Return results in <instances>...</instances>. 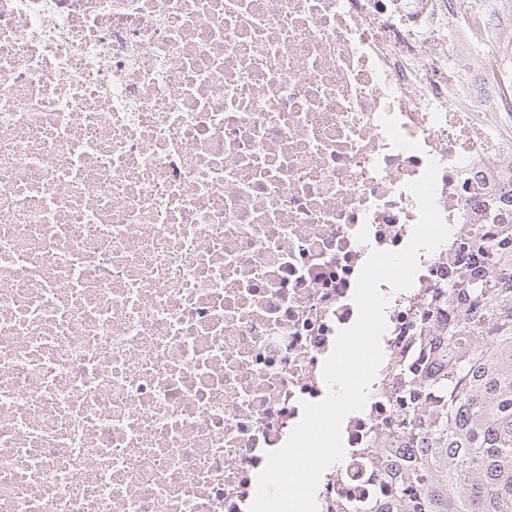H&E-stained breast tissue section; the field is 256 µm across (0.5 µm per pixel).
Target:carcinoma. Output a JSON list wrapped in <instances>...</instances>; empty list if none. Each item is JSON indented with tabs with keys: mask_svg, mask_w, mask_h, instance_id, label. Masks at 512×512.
<instances>
[{
	"mask_svg": "<svg viewBox=\"0 0 512 512\" xmlns=\"http://www.w3.org/2000/svg\"><path fill=\"white\" fill-rule=\"evenodd\" d=\"M448 249L487 272L461 269L429 286L416 351L386 363L395 414L382 447L362 449L383 491L360 512H512V178Z\"/></svg>",
	"mask_w": 512,
	"mask_h": 512,
	"instance_id": "carcinoma-1",
	"label": "carcinoma"
}]
</instances>
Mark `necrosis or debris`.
I'll return each mask as SVG.
<instances>
[{
    "mask_svg": "<svg viewBox=\"0 0 512 512\" xmlns=\"http://www.w3.org/2000/svg\"><path fill=\"white\" fill-rule=\"evenodd\" d=\"M508 40L503 0H0V512H248L407 183L461 237L512 174ZM473 263L419 253L385 357ZM389 389L318 512L372 495Z\"/></svg>",
    "mask_w": 512,
    "mask_h": 512,
    "instance_id": "obj_1",
    "label": "necrosis or debris"
}]
</instances>
